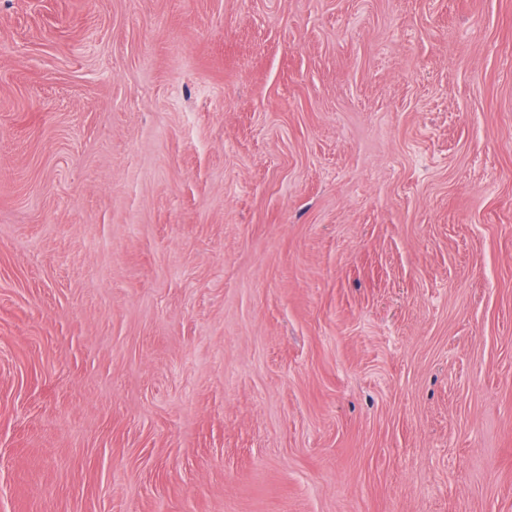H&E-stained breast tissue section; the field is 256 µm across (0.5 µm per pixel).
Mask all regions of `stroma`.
<instances>
[{
    "mask_svg": "<svg viewBox=\"0 0 512 512\" xmlns=\"http://www.w3.org/2000/svg\"><path fill=\"white\" fill-rule=\"evenodd\" d=\"M0 512H512V0H0Z\"/></svg>",
    "mask_w": 512,
    "mask_h": 512,
    "instance_id": "obj_1",
    "label": "stroma"
}]
</instances>
